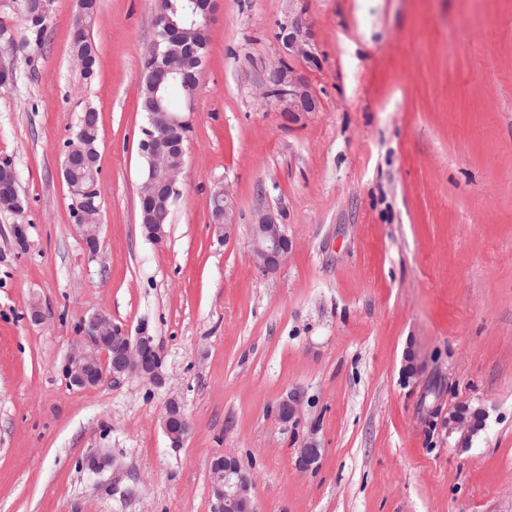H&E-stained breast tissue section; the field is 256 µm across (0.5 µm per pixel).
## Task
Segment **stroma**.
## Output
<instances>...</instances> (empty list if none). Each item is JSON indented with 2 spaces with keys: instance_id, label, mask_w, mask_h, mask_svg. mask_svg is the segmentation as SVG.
<instances>
[{
  "instance_id": "35a3bbf8",
  "label": "stroma",
  "mask_w": 512,
  "mask_h": 512,
  "mask_svg": "<svg viewBox=\"0 0 512 512\" xmlns=\"http://www.w3.org/2000/svg\"><path fill=\"white\" fill-rule=\"evenodd\" d=\"M79 18L53 0L42 46L0 89V162L25 200L0 207V512H212L208 461L225 452L260 512H512V0H218L159 245L138 196L153 0H97L90 81ZM291 22L316 59L290 65L318 99L294 118L259 102ZM89 108L93 254L62 174ZM218 190L234 201L225 241ZM262 210L291 242L269 273L249 254ZM96 313L147 325L162 385L67 386ZM409 348L423 365L410 379ZM172 397L190 424L177 447L161 426ZM460 403L488 414L466 447L445 424ZM309 438L324 454L302 472Z\"/></svg>"
}]
</instances>
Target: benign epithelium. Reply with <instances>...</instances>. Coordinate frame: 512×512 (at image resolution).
Instances as JSON below:
<instances>
[{"mask_svg":"<svg viewBox=\"0 0 512 512\" xmlns=\"http://www.w3.org/2000/svg\"><path fill=\"white\" fill-rule=\"evenodd\" d=\"M196 14L191 24L208 28L217 8L216 0H190ZM283 43L288 55L306 61L315 60L309 41L302 28L288 24L283 29ZM22 45L15 37L0 44V86L9 88L15 81V61ZM149 65L141 76V87L149 92V126L143 129L139 143L140 153L147 159L151 173L139 188V198L148 216L143 225L148 240L154 244L163 241L162 221L154 220L158 213L168 214L180 195V176L185 165L187 143L192 132L190 114L186 112H155L158 93L192 67L200 72L203 57L189 51L183 41H155L148 57ZM265 96L282 106L284 112H313L317 99L308 86L295 75L284 61L270 75ZM83 128L66 143L63 174L73 197L75 223L87 249L96 251L100 230V173L99 152L94 145L98 140V114L88 109L82 117ZM18 179L9 163L0 164V200L10 199L9 208L22 212L18 201ZM213 200L219 203L213 219L218 229H227L226 223L233 208L229 192H217ZM249 249L256 266L270 272L279 268L290 250V241L271 211L257 213L250 225ZM163 354L148 327L140 326L138 336L132 337L122 326L102 313L82 322L75 345L63 365V376L70 387L93 389L108 380L135 376L150 383L162 384L160 367ZM280 420L297 421L298 400L290 397L278 407ZM486 412L467 406L448 412V434L457 436V444L464 446L485 427ZM164 433L172 445H179L189 432V422L183 405L176 398L167 401L162 417ZM296 466L308 471L319 466L323 449L314 440L305 441L295 450ZM210 487L215 498L214 512H258L252 493L253 484L245 473L240 459L224 453L209 461Z\"/></svg>","mask_w":512,"mask_h":512,"instance_id":"1","label":"benign epithelium"}]
</instances>
